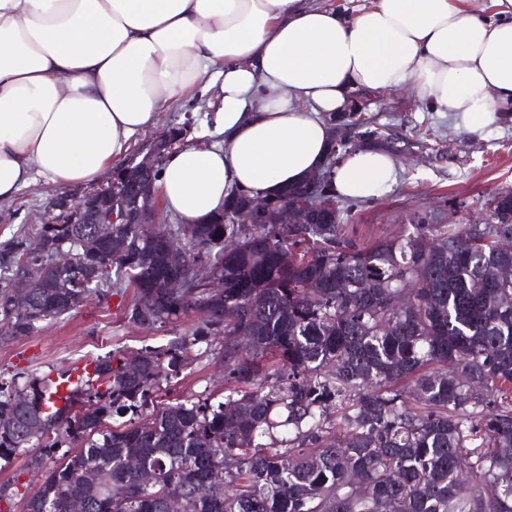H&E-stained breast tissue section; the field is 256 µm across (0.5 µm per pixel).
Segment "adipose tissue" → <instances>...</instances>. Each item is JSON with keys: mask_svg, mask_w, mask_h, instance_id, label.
<instances>
[{"mask_svg": "<svg viewBox=\"0 0 512 512\" xmlns=\"http://www.w3.org/2000/svg\"><path fill=\"white\" fill-rule=\"evenodd\" d=\"M215 95L223 146L167 153L166 207L203 224L231 195L275 196L320 169L326 114L404 90L483 134L512 103V0H0V201L44 179L95 182L184 96ZM388 152L335 167L344 199L396 184Z\"/></svg>", "mask_w": 512, "mask_h": 512, "instance_id": "ef3b65f1", "label": "adipose tissue"}]
</instances>
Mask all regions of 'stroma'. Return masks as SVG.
Returning a JSON list of instances; mask_svg holds the SVG:
<instances>
[{
	"label": "stroma",
	"mask_w": 512,
	"mask_h": 512,
	"mask_svg": "<svg viewBox=\"0 0 512 512\" xmlns=\"http://www.w3.org/2000/svg\"><path fill=\"white\" fill-rule=\"evenodd\" d=\"M205 100L193 98L173 103L161 112L156 127L141 132L132 150H139L169 128L190 123L200 131L205 120ZM367 118L381 128L388 150L399 164L396 185L381 198L355 203L350 222L361 240L396 232L401 225L423 217L431 224H480L489 214L485 203L504 188H512V120L493 126L483 136L457 128L450 115L428 110L404 91L377 97ZM64 186L37 180L11 202L0 204V240L22 224H37L52 198ZM118 297L97 296L75 312L53 321L31 336L18 338L0 332V377L19 370L42 374L70 368L112 349L158 346L174 329L191 326L184 318L177 327L140 328L127 324L118 309ZM219 342L196 346L197 360L176 393L188 397L205 390H222L224 364Z\"/></svg>",
	"instance_id": "stroma-1"
}]
</instances>
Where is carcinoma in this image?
Returning <instances> with one entry per match:
<instances>
[{"label":"carcinoma","mask_w":512,"mask_h":512,"mask_svg":"<svg viewBox=\"0 0 512 512\" xmlns=\"http://www.w3.org/2000/svg\"><path fill=\"white\" fill-rule=\"evenodd\" d=\"M119 166L93 189L102 205L160 176ZM331 162L267 201L255 224H95L56 213L0 242V321L30 336L84 304L118 297L129 324L197 322L166 344L117 348L94 383L51 403L47 376L0 381V470L35 443L53 460L25 512H512V190L485 202L483 224L404 226L358 243L336 221ZM302 219L280 223L279 199ZM76 246V270L55 277L47 256ZM182 238L184 262L169 240ZM28 286L15 300L12 281ZM219 279L221 288H212ZM93 283L85 288L87 283ZM134 289L127 298L128 289ZM147 299L153 308L139 309ZM220 340L224 397L175 402L168 387ZM153 471L146 486L129 461ZM93 474L97 480L90 481Z\"/></svg>","instance_id":"1"}]
</instances>
